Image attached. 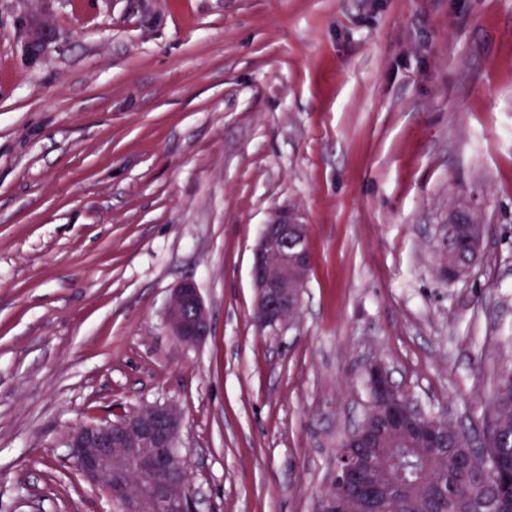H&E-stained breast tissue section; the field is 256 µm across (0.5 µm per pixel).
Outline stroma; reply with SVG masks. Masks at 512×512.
<instances>
[{
    "instance_id": "stroma-1",
    "label": "stroma",
    "mask_w": 512,
    "mask_h": 512,
    "mask_svg": "<svg viewBox=\"0 0 512 512\" xmlns=\"http://www.w3.org/2000/svg\"><path fill=\"white\" fill-rule=\"evenodd\" d=\"M458 197L484 234L448 281ZM289 208L309 277L262 329ZM186 279L194 347L163 322ZM375 362L465 429L512 367V0H0V512H113L66 437L154 402L201 512H315ZM16 26L23 37L29 62H37L51 40L47 26L38 16L31 14L19 16ZM308 232V224L292 210L263 224L252 256L253 315L258 327L274 330L296 317L311 265ZM164 323L170 336L185 347L196 346L209 335V311L193 281L172 289L164 308Z\"/></svg>"
}]
</instances>
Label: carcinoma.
<instances>
[{
  "mask_svg": "<svg viewBox=\"0 0 512 512\" xmlns=\"http://www.w3.org/2000/svg\"><path fill=\"white\" fill-rule=\"evenodd\" d=\"M479 217L469 200L458 198L448 210L457 225L446 245L445 264L473 260L468 241L479 234ZM425 423L442 438L439 448L389 428L377 413L368 426L377 434L370 474L386 489L371 512H512V369L497 377L492 407L482 434L457 428L439 414L425 413Z\"/></svg>",
  "mask_w": 512,
  "mask_h": 512,
  "instance_id": "1",
  "label": "carcinoma"
}]
</instances>
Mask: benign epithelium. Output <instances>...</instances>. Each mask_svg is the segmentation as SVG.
Instances as JSON below:
<instances>
[{
    "instance_id": "benign-epithelium-1",
    "label": "benign epithelium",
    "mask_w": 512,
    "mask_h": 512,
    "mask_svg": "<svg viewBox=\"0 0 512 512\" xmlns=\"http://www.w3.org/2000/svg\"><path fill=\"white\" fill-rule=\"evenodd\" d=\"M27 58L44 54L50 32L38 16L17 18ZM309 225L295 211L281 212L262 226L252 256L255 291L254 320L274 330L296 317L301 288L311 265L307 248ZM171 336L185 347L200 344L210 333L209 311L197 285L184 281L172 289L164 308ZM373 404L394 422L403 411L423 410L409 394L394 386L385 367L368 368ZM183 413L173 402L143 404L116 421L81 426L68 436V448L84 479L103 488L111 501L123 502V512H198L200 500L189 481L188 466L179 453ZM370 439L336 454V479L369 498L376 487L366 478Z\"/></svg>"
}]
</instances>
